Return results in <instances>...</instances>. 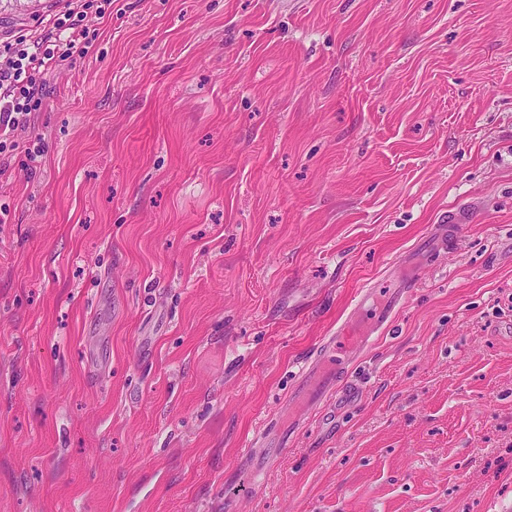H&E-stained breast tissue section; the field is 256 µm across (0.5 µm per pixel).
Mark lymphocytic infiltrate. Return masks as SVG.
I'll use <instances>...</instances> for the list:
<instances>
[{"mask_svg":"<svg viewBox=\"0 0 512 512\" xmlns=\"http://www.w3.org/2000/svg\"><path fill=\"white\" fill-rule=\"evenodd\" d=\"M111 7L112 0H80L77 6H65L55 14L40 33L21 32L0 45L1 160L18 152L33 164L42 157L40 142L19 139L18 132L42 105L45 74L85 54L90 45L87 16H105Z\"/></svg>","mask_w":512,"mask_h":512,"instance_id":"lymphocytic-infiltrate-1","label":"lymphocytic infiltrate"}]
</instances>
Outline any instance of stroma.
<instances>
[{
  "mask_svg": "<svg viewBox=\"0 0 512 512\" xmlns=\"http://www.w3.org/2000/svg\"><path fill=\"white\" fill-rule=\"evenodd\" d=\"M62 0H0V42ZM0 167V512H512V0H112ZM358 396L247 454L454 212Z\"/></svg>",
  "mask_w": 512,
  "mask_h": 512,
  "instance_id": "1",
  "label": "stroma"
}]
</instances>
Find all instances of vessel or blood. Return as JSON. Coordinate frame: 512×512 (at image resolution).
<instances>
[{"instance_id": "1", "label": "vessel or blood", "mask_w": 512, "mask_h": 512, "mask_svg": "<svg viewBox=\"0 0 512 512\" xmlns=\"http://www.w3.org/2000/svg\"><path fill=\"white\" fill-rule=\"evenodd\" d=\"M398 266L400 271L392 278L387 290L365 289L352 319L343 321L331 336L323 339L300 370L288 396L289 406L305 414L328 398L348 400L358 394V385L348 378L350 367L358 360L371 336L390 324L422 276L421 269L413 266L410 258H402ZM300 425V420L291 421L287 432L279 433L271 442L267 454L254 459V478H262L270 465L285 454L290 433L296 432Z\"/></svg>"}]
</instances>
